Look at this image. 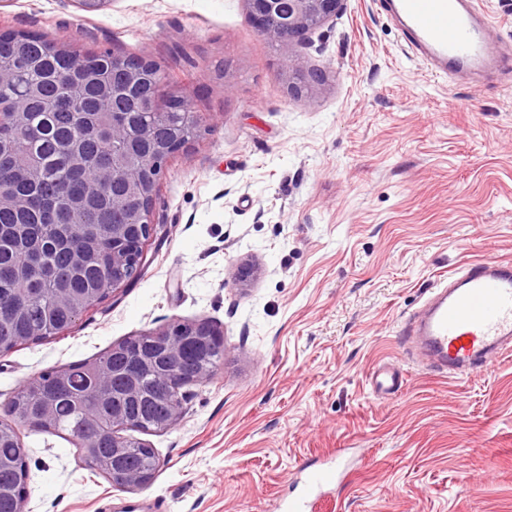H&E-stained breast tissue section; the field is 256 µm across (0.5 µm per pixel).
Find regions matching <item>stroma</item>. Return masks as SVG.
Listing matches in <instances>:
<instances>
[{
    "mask_svg": "<svg viewBox=\"0 0 512 512\" xmlns=\"http://www.w3.org/2000/svg\"><path fill=\"white\" fill-rule=\"evenodd\" d=\"M156 62L205 122L163 170L135 277L49 339L0 353L20 385L176 321L224 361L140 434L159 467L114 489L71 438L19 427L26 512H280L297 471L349 472L320 512H512V356L466 379L426 369L402 326L463 263L512 261V57L439 78L376 0H345L294 47L300 94L243 0H0V31ZM251 264L254 277L239 281ZM402 373L391 394L375 379Z\"/></svg>",
    "mask_w": 512,
    "mask_h": 512,
    "instance_id": "stroma-1",
    "label": "stroma"
}]
</instances>
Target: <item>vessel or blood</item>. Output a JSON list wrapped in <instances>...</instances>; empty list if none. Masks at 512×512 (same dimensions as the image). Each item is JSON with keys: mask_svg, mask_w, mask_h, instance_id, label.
Masks as SVG:
<instances>
[{"mask_svg": "<svg viewBox=\"0 0 512 512\" xmlns=\"http://www.w3.org/2000/svg\"><path fill=\"white\" fill-rule=\"evenodd\" d=\"M410 43L438 75L495 62L485 23L468 0H384ZM407 337L427 365L472 374L512 349V263L483 258L466 263L438 285ZM339 462L307 473L306 496L289 500L286 512H307L308 496L329 493L340 478Z\"/></svg>", "mask_w": 512, "mask_h": 512, "instance_id": "1", "label": "vessel or blood"}]
</instances>
